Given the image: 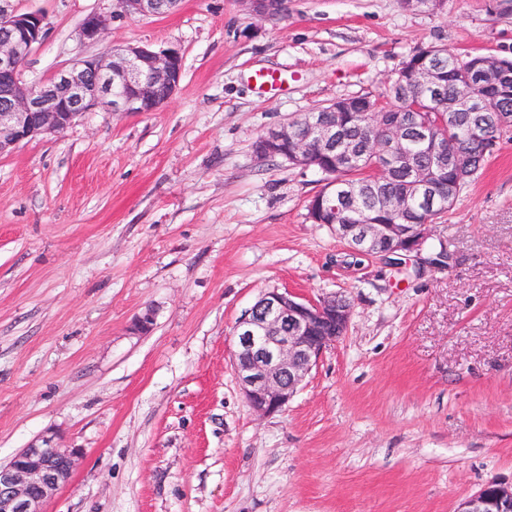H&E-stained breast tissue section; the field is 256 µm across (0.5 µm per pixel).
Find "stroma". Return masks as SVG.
<instances>
[{
    "label": "stroma",
    "mask_w": 512,
    "mask_h": 512,
    "mask_svg": "<svg viewBox=\"0 0 512 512\" xmlns=\"http://www.w3.org/2000/svg\"><path fill=\"white\" fill-rule=\"evenodd\" d=\"M16 5L46 18L26 81L126 45L184 62L160 110L100 108L0 157V465L44 436L83 452L44 512H454L512 484V141L420 252L351 267L308 218L319 174L252 149L379 94L418 49L512 56V6L290 0L267 21L245 0H181L84 43L82 20L113 0ZM257 70L288 83L260 91ZM272 290L343 296L351 319L261 417L232 330Z\"/></svg>",
    "instance_id": "35a3bbf8"
}]
</instances>
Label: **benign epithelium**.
Listing matches in <instances>:
<instances>
[{
	"mask_svg": "<svg viewBox=\"0 0 512 512\" xmlns=\"http://www.w3.org/2000/svg\"><path fill=\"white\" fill-rule=\"evenodd\" d=\"M126 18L155 16L172 11L178 0H117ZM250 11L266 20H278L288 12V0H246ZM112 25V15L93 12L78 29L80 41L97 42ZM46 32V19L37 11L21 12L15 0H0V156L34 138L60 134L82 114L102 106L114 112H155L177 90L183 77V57L173 48L150 45L118 48L112 54L76 60L71 67L40 84L23 80L21 67ZM507 65L490 55L466 78L461 94L444 101L441 80L426 60H421L412 81L391 79L385 96L375 98L381 134L369 143L373 155L384 164L381 177L405 159L402 143L417 133L429 152L447 160L455 186L467 182L474 170L469 154L442 141L427 125L414 126L385 102L411 99L412 86L426 91L419 100L438 112L448 113L452 125L458 112H478L470 135L483 143L497 136L498 117L483 108L484 89L496 86L508 92ZM121 88L115 93V88ZM337 161L338 167L356 165L355 152L345 129L324 120L302 127L290 122L264 132L253 144L256 158L270 161L279 156L295 166L307 167L313 149ZM412 188L440 196L437 176L412 169ZM429 220L419 224H331L347 251L358 256H406L422 250ZM351 306L332 296L308 300L289 291L264 293L233 327V362L242 393L260 416L286 410L324 351L345 335ZM78 448H58L52 439L30 444L9 463L0 465V512H42L43 504L68 483L78 461ZM454 512H512V487L490 483L461 500Z\"/></svg>",
	"mask_w": 512,
	"mask_h": 512,
	"instance_id": "1",
	"label": "benign epithelium"
}]
</instances>
